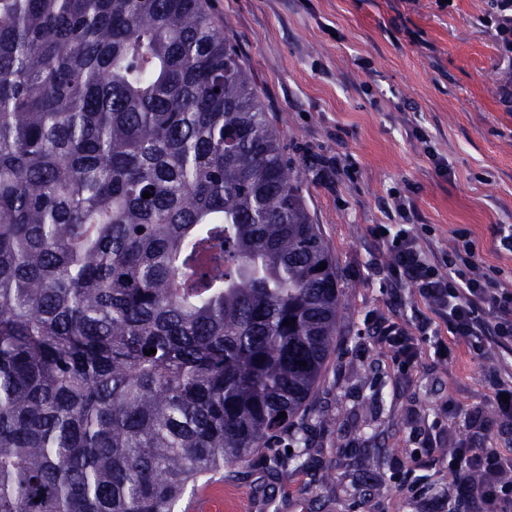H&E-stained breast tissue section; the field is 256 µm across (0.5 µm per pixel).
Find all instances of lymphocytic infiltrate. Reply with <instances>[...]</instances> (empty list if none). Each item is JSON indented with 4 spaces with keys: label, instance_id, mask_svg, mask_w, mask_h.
Listing matches in <instances>:
<instances>
[{
    "label": "lymphocytic infiltrate",
    "instance_id": "lymphocytic-infiltrate-1",
    "mask_svg": "<svg viewBox=\"0 0 512 512\" xmlns=\"http://www.w3.org/2000/svg\"><path fill=\"white\" fill-rule=\"evenodd\" d=\"M389 277L414 289L428 315L418 337L406 336L396 323L381 326L382 338L397 350L404 365L417 361L420 341L434 354L448 350V339H461L477 352L512 346V287L496 268L481 264L468 230H456L447 251L424 245L417 225L404 224L385 241ZM458 497L479 505L480 512H512V457L462 446L448 458ZM483 483L471 480L473 472Z\"/></svg>",
    "mask_w": 512,
    "mask_h": 512
}]
</instances>
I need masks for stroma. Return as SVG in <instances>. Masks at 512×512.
Wrapping results in <instances>:
<instances>
[{"mask_svg":"<svg viewBox=\"0 0 512 512\" xmlns=\"http://www.w3.org/2000/svg\"><path fill=\"white\" fill-rule=\"evenodd\" d=\"M237 47L303 176L314 223L340 270L347 332L300 422L310 447L281 436L278 478L207 482L224 512H469L445 466L475 437L470 412L494 416L481 358L452 342L441 362L421 347L402 368L382 322L414 333L413 289L394 287L374 228L398 220L396 201L447 250L469 229L482 263L512 282V256L495 253L491 227L512 224V78L481 19L490 0H206ZM447 172H439L437 160Z\"/></svg>","mask_w":512,"mask_h":512,"instance_id":"stroma-1","label":"stroma"}]
</instances>
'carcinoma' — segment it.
<instances>
[{
  "instance_id": "obj_1",
  "label": "carcinoma",
  "mask_w": 512,
  "mask_h": 512,
  "mask_svg": "<svg viewBox=\"0 0 512 512\" xmlns=\"http://www.w3.org/2000/svg\"><path fill=\"white\" fill-rule=\"evenodd\" d=\"M338 283L203 0H0V512L277 477Z\"/></svg>"
}]
</instances>
